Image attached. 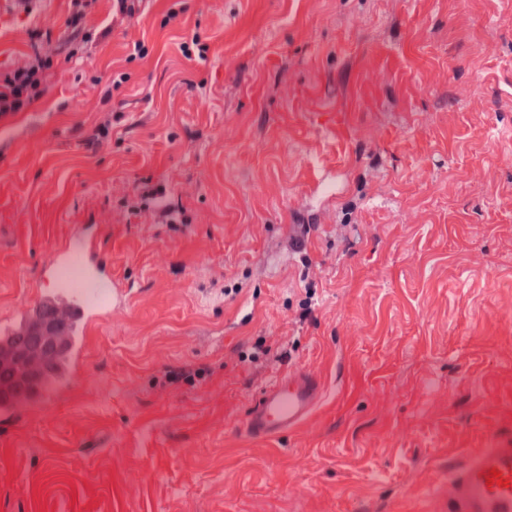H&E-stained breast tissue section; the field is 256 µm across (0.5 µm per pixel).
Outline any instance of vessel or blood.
Instances as JSON below:
<instances>
[{"mask_svg":"<svg viewBox=\"0 0 512 512\" xmlns=\"http://www.w3.org/2000/svg\"><path fill=\"white\" fill-rule=\"evenodd\" d=\"M94 233L80 227L74 239L55 247L44 275L59 283L45 303L59 305L71 325L72 372L85 366L88 336L99 321L111 314L126 294L111 272L112 262L94 245ZM321 396L318 380L309 374L282 375L267 386L250 409L244 430L254 437H271L292 430L312 413ZM452 495L448 512H512V440L475 449L464 461L449 465Z\"/></svg>","mask_w":512,"mask_h":512,"instance_id":"vessel-or-blood-1","label":"vessel or blood"}]
</instances>
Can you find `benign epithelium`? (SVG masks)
Returning <instances> with one entry per match:
<instances>
[{
  "label": "benign epithelium",
  "mask_w": 512,
  "mask_h": 512,
  "mask_svg": "<svg viewBox=\"0 0 512 512\" xmlns=\"http://www.w3.org/2000/svg\"><path fill=\"white\" fill-rule=\"evenodd\" d=\"M68 319L54 306H36L0 352V397L23 401L38 390L68 345Z\"/></svg>",
  "instance_id": "obj_1"
}]
</instances>
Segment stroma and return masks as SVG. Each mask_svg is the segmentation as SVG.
Segmentation results:
<instances>
[{
    "mask_svg": "<svg viewBox=\"0 0 512 512\" xmlns=\"http://www.w3.org/2000/svg\"><path fill=\"white\" fill-rule=\"evenodd\" d=\"M69 15L0 0L1 70L58 49L0 117V317L83 224L130 296L0 426V512H448L449 463L512 438V0ZM285 371L319 402L250 437Z\"/></svg>",
    "mask_w": 512,
    "mask_h": 512,
    "instance_id": "1",
    "label": "stroma"
}]
</instances>
